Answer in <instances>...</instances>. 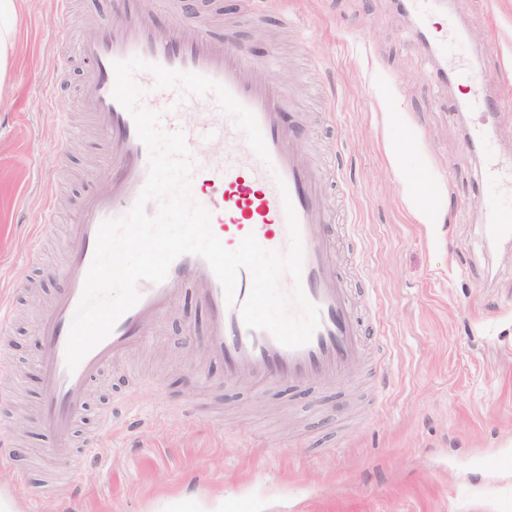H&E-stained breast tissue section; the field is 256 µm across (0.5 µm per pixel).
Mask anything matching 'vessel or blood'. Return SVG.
I'll list each match as a JSON object with an SVG mask.
<instances>
[{
    "instance_id": "1",
    "label": "vessel or blood",
    "mask_w": 512,
    "mask_h": 512,
    "mask_svg": "<svg viewBox=\"0 0 512 512\" xmlns=\"http://www.w3.org/2000/svg\"><path fill=\"white\" fill-rule=\"evenodd\" d=\"M79 53L90 65L80 105L108 146L101 175L111 191L88 197L72 226L69 261L62 271L68 288L42 321L41 401L45 424L54 437L53 447L45 449L44 456L72 454L70 481L74 484L81 479L87 453L74 451L73 429L86 409L91 387L108 365L150 338L179 287L196 275L204 277L199 298L211 315L206 348L210 356L223 359L226 378H235L245 366L260 383L285 379L309 387L343 376L363 356L362 325L336 275L331 245L321 233L332 216L317 190L316 173L292 145L282 119L281 93L257 83L241 54L208 31L156 30L137 0H130L122 24L98 21L94 34L80 42ZM133 57L206 76L255 114L271 157L267 164L258 159L244 133L220 111L213 96L183 98L177 90L162 89L149 91L146 99L149 110L163 112L165 131L183 132L195 163L191 186L210 187V195L199 197L198 202L209 211L211 228L226 248H236L251 233L262 247L286 252L289 240L282 198L290 196L304 248L301 287L320 312V325L307 345L289 349L270 333L248 328L240 314L251 289L248 273L240 272L235 303L230 306L209 263L187 254L172 263L163 282H141L140 301L118 319L111 334L75 370H68L65 348L70 323L94 256L98 227L129 212L148 176V150L132 116L113 96L114 62ZM190 107L201 111L192 125L183 120ZM215 144L224 147L219 165L211 160L210 148Z\"/></svg>"
}]
</instances>
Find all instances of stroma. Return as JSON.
I'll return each instance as SVG.
<instances>
[{"label":"stroma","mask_w":512,"mask_h":512,"mask_svg":"<svg viewBox=\"0 0 512 512\" xmlns=\"http://www.w3.org/2000/svg\"><path fill=\"white\" fill-rule=\"evenodd\" d=\"M149 13L161 32L207 25L283 93L284 123L338 215L322 233L366 319L367 359L318 388L227 380L205 353L197 286H184L150 343L101 374L74 430L96 448L79 485L44 490L39 320L66 288L79 199L109 185L106 147L79 107L86 64L57 35V2L19 0L0 82V308L12 313L0 431L13 451L0 494L21 512H175L187 498L233 512L241 497L255 512H512V236L486 223L488 200L512 201V185L484 176L489 155L512 156V0H450L435 16L454 17L449 51L482 76L489 114L465 108L472 86L441 79L435 48L392 0H153ZM487 122L484 150L471 135ZM51 191L55 235L18 279ZM119 403L140 419L135 434L103 431Z\"/></svg>","instance_id":"stroma-1"}]
</instances>
